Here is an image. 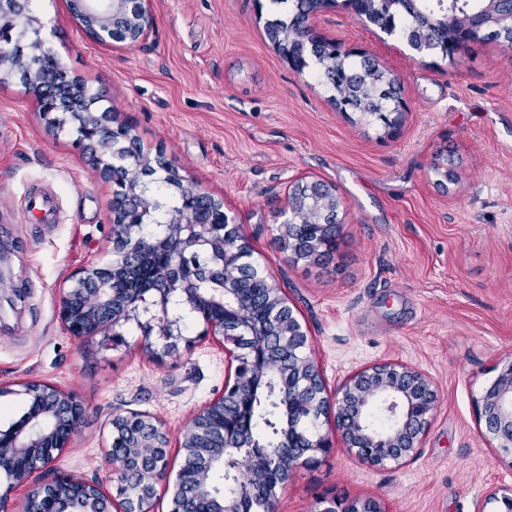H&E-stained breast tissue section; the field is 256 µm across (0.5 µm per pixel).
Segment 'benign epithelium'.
<instances>
[{"label":"benign epithelium","mask_w":512,"mask_h":512,"mask_svg":"<svg viewBox=\"0 0 512 512\" xmlns=\"http://www.w3.org/2000/svg\"><path fill=\"white\" fill-rule=\"evenodd\" d=\"M501 0H487L485 13L474 18L457 10L448 12L450 38L446 54L459 43L481 37L484 30L512 22L499 10ZM76 12L82 30L95 43L110 46L122 43L132 49L141 46L153 27L149 0H78ZM0 17L8 24L0 27V81L20 75L25 60L38 56L42 50L40 28L28 10V0H0ZM324 47L326 59L334 63L352 50L329 39H315ZM25 83L38 96L43 111L70 114L78 101L62 93L53 104L45 98L55 81L44 71L29 69ZM405 103L392 99L379 122L388 132L400 125ZM126 127L116 123L115 113L87 109L78 137L101 156L100 177L113 180L117 170L129 172L121 208L123 224L111 225L113 252L121 261L106 267L91 265L82 269L60 300V316L66 330L79 340L98 336L117 339L116 327L156 307L162 313L142 324V349L153 354L152 333L165 340L164 351L178 348L182 332L178 321L167 317V305L179 296L191 307L202 298L224 310L221 319L204 322L198 339H211L222 346L229 374L224 392L201 407L184 429L180 448L184 463L173 471L170 466V438L164 423L143 412L115 414L109 422L111 443L106 460L112 465L108 481L115 483L109 490L100 481L72 477L46 481L43 473L68 447L82 423L86 407L71 391L47 382L23 384L26 407L19 419L0 429V469L10 471V483L0 492V509L12 489L30 485L18 512H57L64 501L68 512H152L157 486L171 488L169 512H185L178 492L189 489L195 500L194 512H265L257 505L271 493L277 502V491L284 490L293 473L311 468L332 450L329 436L321 433L323 423L332 421L342 448L359 463L370 467L387 464L401 466L416 454L432 423L439 394L431 377L407 363L386 360L365 366L348 375L329 392L319 366L309 348V337L294 310L288 305L281 289L267 284L261 299L264 316L260 320L242 319L243 289L239 282L246 272L238 264L225 265L224 246L239 253H251V247L239 231V226L225 219V227L206 230L207 215L224 211V202L195 181H184L174 165L164 156L153 158L139 152L133 162H127L123 139H114ZM152 169L170 178L178 190L189 193L190 205L175 224L167 225V237L178 247L179 258L158 274L151 288H114L117 278L130 265L138 262L145 251L142 238L122 228L126 224H143L157 206L147 195L139 172ZM306 201L315 204V217L330 209L343 206L332 185L302 178L288 186L282 214L283 239L289 257L294 260L312 259L325 246L322 237L326 225L317 224L308 232L299 230L297 208ZM224 282L222 288H205L214 277ZM277 403L281 429L288 438L279 448L269 449L260 468L252 471L254 488L245 498L236 484L238 458L224 448L209 459L208 471H200L190 461L191 448L200 441L203 428L217 429L224 436L225 448H236L247 440L240 434L231 417H214V408L225 400L256 411L258 398ZM480 438L495 452L499 461L512 467V359L506 361L493 382L476 399ZM316 422L310 436L302 431V419ZM224 473V485L214 483V474ZM313 512H380L369 499L346 503L331 498L327 506ZM477 512H512V486L490 493Z\"/></svg>","instance_id":"benign-epithelium-1"}]
</instances>
